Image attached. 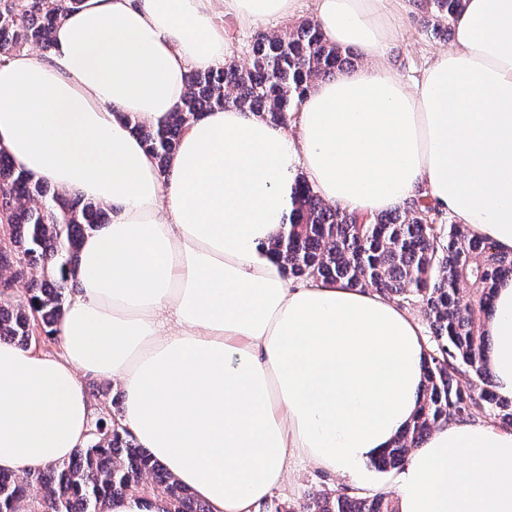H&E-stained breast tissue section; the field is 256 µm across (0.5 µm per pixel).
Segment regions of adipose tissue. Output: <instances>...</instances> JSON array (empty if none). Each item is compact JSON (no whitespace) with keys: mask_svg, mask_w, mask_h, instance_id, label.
I'll list each match as a JSON object with an SVG mask.
<instances>
[{"mask_svg":"<svg viewBox=\"0 0 512 512\" xmlns=\"http://www.w3.org/2000/svg\"><path fill=\"white\" fill-rule=\"evenodd\" d=\"M299 0H85L48 54L0 63V146L32 179L103 204L57 324L63 352L0 341V470L69 459L94 409L80 375L119 381L137 443L210 512H253L294 460L351 479L411 420L427 347L414 315L341 283L291 282L267 252L296 175L374 215L418 186L512 253V0H462L454 45L421 79L389 65L412 0H315L361 66L312 85L292 127L216 109L159 167L132 131L167 120L190 71L235 56L225 18L269 29ZM512 400V279L486 321ZM397 512H512V430L434 429Z\"/></svg>","mask_w":512,"mask_h":512,"instance_id":"adipose-tissue-1","label":"adipose tissue"}]
</instances>
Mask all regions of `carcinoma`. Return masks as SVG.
<instances>
[{
    "mask_svg": "<svg viewBox=\"0 0 512 512\" xmlns=\"http://www.w3.org/2000/svg\"><path fill=\"white\" fill-rule=\"evenodd\" d=\"M462 0H420L426 35L452 30ZM83 0H0V58L37 48L48 53L51 29ZM252 66L236 60L194 71L183 101L158 126L129 119L131 129L166 166L183 127L214 108L235 106L287 126L310 86L336 75L349 53L329 43L315 21L282 33L258 31L251 41ZM441 215L425 189L402 207L364 217L324 203L305 180L296 183L295 204L283 234L269 245L290 278L341 282L371 288L402 306L422 305L430 330L419 409L391 447L371 460L387 471L404 466L430 432L450 421H488L512 428V400L493 390L484 361L488 313L496 283L512 277V253L501 252L466 227L438 223ZM108 221L105 206L65 197L32 180L0 149V224L9 246L0 251V272L30 275L34 287L21 300L0 293V341L31 346L29 326L38 321L55 335L66 293L73 287L79 246L86 233ZM125 494H153L163 512H210L166 468L139 447L120 419L101 420L88 446L62 463L21 474L0 471V512H107ZM300 512H396L385 495L346 491L314 498Z\"/></svg>",
    "mask_w": 512,
    "mask_h": 512,
    "instance_id": "obj_1",
    "label": "carcinoma"
}]
</instances>
